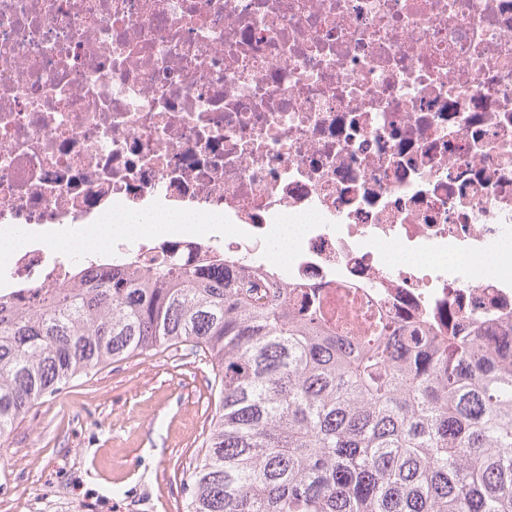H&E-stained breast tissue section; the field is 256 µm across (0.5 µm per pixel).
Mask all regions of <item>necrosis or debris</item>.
I'll use <instances>...</instances> for the list:
<instances>
[{
    "instance_id": "1",
    "label": "necrosis or debris",
    "mask_w": 512,
    "mask_h": 512,
    "mask_svg": "<svg viewBox=\"0 0 512 512\" xmlns=\"http://www.w3.org/2000/svg\"><path fill=\"white\" fill-rule=\"evenodd\" d=\"M168 210L223 241L119 254L222 252L354 336L512 325V0H0V232ZM94 261L41 242L0 296Z\"/></svg>"
}]
</instances>
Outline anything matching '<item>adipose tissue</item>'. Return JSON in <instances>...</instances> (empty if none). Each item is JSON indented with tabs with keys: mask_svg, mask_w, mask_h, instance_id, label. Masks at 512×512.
Here are the masks:
<instances>
[{
	"mask_svg": "<svg viewBox=\"0 0 512 512\" xmlns=\"http://www.w3.org/2000/svg\"><path fill=\"white\" fill-rule=\"evenodd\" d=\"M197 215L185 211H167L157 214L154 223L146 224L136 215H121L115 220L92 224L85 228L60 227L53 235V244L62 255L78 251H94L103 246L128 241L135 237H151L174 228L192 230Z\"/></svg>",
	"mask_w": 512,
	"mask_h": 512,
	"instance_id": "adipose-tissue-1",
	"label": "adipose tissue"
}]
</instances>
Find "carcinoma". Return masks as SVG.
<instances>
[{"mask_svg": "<svg viewBox=\"0 0 512 512\" xmlns=\"http://www.w3.org/2000/svg\"><path fill=\"white\" fill-rule=\"evenodd\" d=\"M212 256L119 260L0 300V441L107 362L189 345L218 400L188 512H512V329L352 338Z\"/></svg>", "mask_w": 512, "mask_h": 512, "instance_id": "1", "label": "carcinoma"}]
</instances>
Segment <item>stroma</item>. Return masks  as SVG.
<instances>
[{
    "mask_svg": "<svg viewBox=\"0 0 512 512\" xmlns=\"http://www.w3.org/2000/svg\"><path fill=\"white\" fill-rule=\"evenodd\" d=\"M212 377L203 355L161 348L43 397L0 455V512H186Z\"/></svg>",
    "mask_w": 512,
    "mask_h": 512,
    "instance_id": "obj_1",
    "label": "stroma"
}]
</instances>
